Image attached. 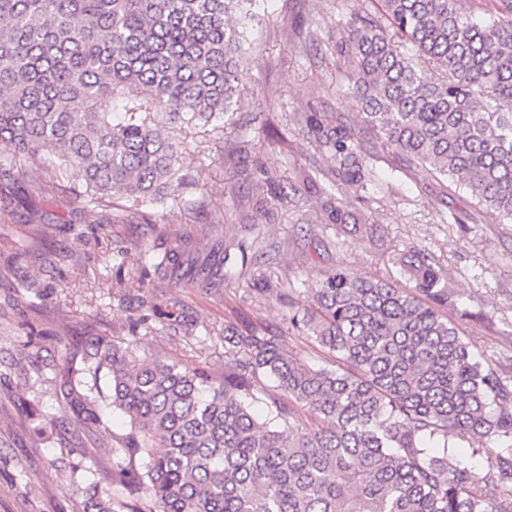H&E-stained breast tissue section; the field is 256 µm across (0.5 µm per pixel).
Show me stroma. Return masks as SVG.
I'll list each match as a JSON object with an SVG mask.
<instances>
[{"label":"stroma","instance_id":"35a3bbf8","mask_svg":"<svg viewBox=\"0 0 512 512\" xmlns=\"http://www.w3.org/2000/svg\"><path fill=\"white\" fill-rule=\"evenodd\" d=\"M353 6L269 0L267 18L251 29L248 76L223 136L192 143L185 181L163 206L111 221L110 208L18 177L14 158L0 150V512H74L91 481L120 495L111 447L129 431L125 418L110 415L89 447L48 377L63 357L80 363L82 337L126 335L143 314L151 321L140 332L141 354L214 376L224 372L230 323L287 335L289 355L322 367L328 354L290 330L292 307L310 306L311 285L339 267L409 287L397 259L413 247L431 256L460 294L452 319L512 376V224L448 223L449 213L468 209L466 195L426 187L423 173L401 169L388 155L373 166L392 193L357 190L343 198L367 217L372 234L322 223L301 199L296 169H325L331 161L308 145L291 113L319 104L351 109L336 93L333 68L308 42V23L319 19L323 36H334ZM261 200L269 203L264 217L256 210ZM186 235L199 248L260 237L275 254L272 272L287 300L257 295L246 275L225 278L216 294L146 276L149 254ZM171 309L176 319H167ZM483 313L491 323L480 321Z\"/></svg>","mask_w":512,"mask_h":512}]
</instances>
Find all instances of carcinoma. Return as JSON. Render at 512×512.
<instances>
[{
  "mask_svg": "<svg viewBox=\"0 0 512 512\" xmlns=\"http://www.w3.org/2000/svg\"><path fill=\"white\" fill-rule=\"evenodd\" d=\"M261 2L0 0V147L22 176L65 180L75 197L164 204L188 150L172 129L224 130ZM491 2L358 0L326 50L357 119L291 118L333 161L295 173L327 223H366L340 194L383 190L372 160L387 153L466 191L474 213L450 223L512 224V0ZM35 157L48 164L26 168ZM189 257L173 247L149 262L221 288L230 250ZM399 263L410 289L338 268L292 314L329 368L293 359L282 334L227 324L216 377L141 357L138 319L125 337H87L81 367L53 366L57 399L90 432L108 410L127 417L112 474L136 498L128 512H512V382L448 317L459 298L430 257ZM299 409L312 428L293 429ZM477 455L487 472L465 461ZM121 507L92 482L81 512Z\"/></svg>",
  "mask_w": 512,
  "mask_h": 512,
  "instance_id": "cac0c4a2",
  "label": "carcinoma"
}]
</instances>
